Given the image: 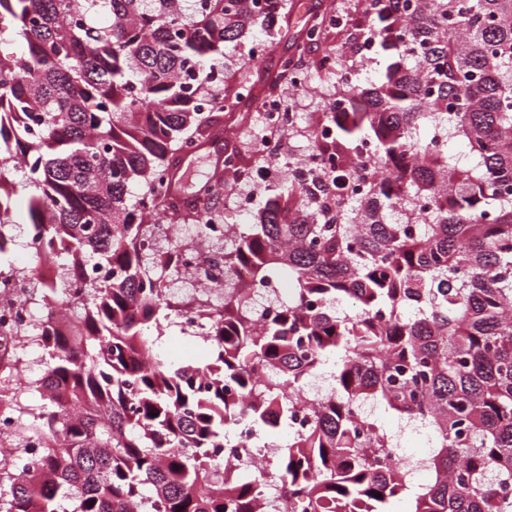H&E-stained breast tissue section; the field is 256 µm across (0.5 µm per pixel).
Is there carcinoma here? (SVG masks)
<instances>
[{"instance_id":"carcinoma-1","label":"carcinoma","mask_w":512,"mask_h":512,"mask_svg":"<svg viewBox=\"0 0 512 512\" xmlns=\"http://www.w3.org/2000/svg\"><path fill=\"white\" fill-rule=\"evenodd\" d=\"M242 2L0 0L26 41L0 51V167L28 168L35 259L69 257L53 284L26 271L47 309L36 331L4 332L47 358L45 406L10 436L13 457L30 441L42 456L0 467V512H259L270 485L303 512H391L400 498L410 512H512L499 494L512 487V0H349L336 13L308 83L342 92L347 112L320 113L332 135L308 134L304 152L332 167L260 189V223L224 247L213 316L157 275L177 271L182 243L160 249L141 217L160 206L210 223L172 202L173 169L222 105L202 111L181 74L216 80L205 64L265 23L258 0ZM358 34L383 60L371 89L342 78L370 65L353 56ZM232 153L226 184L267 162ZM15 192L0 181V272ZM87 252L110 276L75 297ZM284 274L291 288L263 320L252 288ZM343 299L353 314H336ZM190 316L205 317L208 356L163 361V322ZM327 360L331 391L296 433L300 392ZM364 401L428 431L427 484L390 466L397 443L360 420ZM243 421L254 436L288 430V444L250 468L211 459Z\"/></svg>"}]
</instances>
